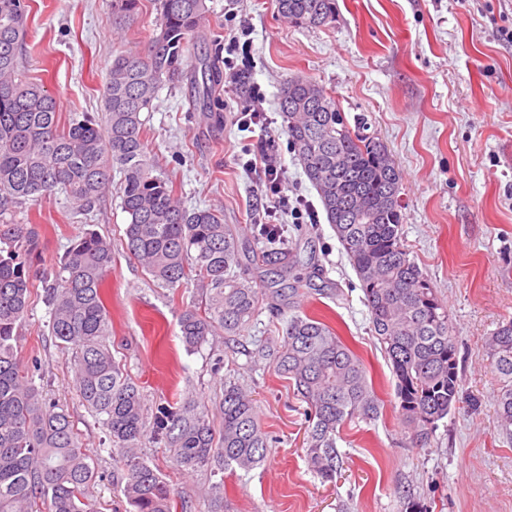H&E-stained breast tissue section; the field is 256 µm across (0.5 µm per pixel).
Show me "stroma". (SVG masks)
<instances>
[{
  "label": "stroma",
  "instance_id": "35a3bbf8",
  "mask_svg": "<svg viewBox=\"0 0 512 512\" xmlns=\"http://www.w3.org/2000/svg\"><path fill=\"white\" fill-rule=\"evenodd\" d=\"M207 4L201 50L232 58L234 67L221 69L206 111L194 104L190 75L162 82L144 115L147 152L173 178L186 208L220 210L249 250L265 244L270 199L261 172L244 164L276 159L283 198L276 220L287 226L299 264L284 274L249 265L245 275L266 288L298 286L302 311L330 324L362 358L383 406L378 418L341 430L338 474L322 481L307 460L306 405L274 360L288 309L271 310L264 298L239 334L219 330L198 351H186L179 318L196 290L161 287L127 254L116 171L93 213L79 212L55 190L25 201L12 218L37 227L43 269L83 230L111 240L107 342L141 387L148 413L191 406L217 417L225 384L235 383L252 395L269 444L249 471L219 460L182 469L171 448L150 436L142 457L169 484L177 512H407L411 502L425 512H512V434L497 418L501 381L485 348L498 325L512 320V44L499 33L512 9L503 0H336L334 22L306 29L285 20L277 0ZM30 5L27 77L56 98L61 119L104 117L112 57L148 45L159 18L153 0L120 40L112 0ZM244 26L248 45L228 53ZM292 77L322 85L350 126H364L400 170L402 242L448 307L462 365L464 401L438 421L426 447H412L404 432L395 379L375 346L360 283L283 127L277 95ZM249 108L265 112V125L240 124ZM299 198L313 216L296 215ZM50 319L44 290L34 286L17 357L44 398L69 412L95 468L90 498L101 512H128L124 469L101 416L76 392L71 355L52 336Z\"/></svg>",
  "mask_w": 512,
  "mask_h": 512
}]
</instances>
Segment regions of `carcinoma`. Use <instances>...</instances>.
Listing matches in <instances>:
<instances>
[{
	"label": "carcinoma",
	"mask_w": 512,
	"mask_h": 512,
	"mask_svg": "<svg viewBox=\"0 0 512 512\" xmlns=\"http://www.w3.org/2000/svg\"><path fill=\"white\" fill-rule=\"evenodd\" d=\"M155 2L159 32L147 52L124 50L112 57L103 89L105 121L84 113L62 129L56 99L25 75L28 0H0V512H97L87 494L95 471L69 415L31 386L15 353L39 252L36 228L6 218L19 204L58 189L89 213L104 199L117 165L123 173L126 251L161 286L196 285L200 303L179 321L187 350L206 343L218 328L240 332L259 311L260 289L234 272L242 267L235 230L220 212L183 207L173 182L154 174L147 157L142 114L152 109L163 79L179 78L189 65L201 74L200 94L207 99L219 74L215 60L190 53L209 11L206 0ZM140 9L141 0H112L113 29L123 32ZM278 9L307 28L336 18V0H278ZM304 83L293 95L292 80L281 85L282 123L356 272L373 332L396 379L410 442L422 447L436 423L462 403L448 308L401 242V177L385 147L350 130L318 83ZM265 236L270 247L252 252L248 264L294 269L297 252L281 243L280 228L266 225ZM111 265L112 244L97 231L86 229L71 239L59 263L42 273L51 332L72 354L82 402L104 416L125 468L123 493L133 512H173L169 485L138 453L147 435L143 392L105 342L109 313L102 286ZM487 346L502 380L497 414L508 430L512 320L498 326ZM275 360L310 409L308 463L330 481L339 465L338 429L377 417L381 401L358 355L331 326L306 313L288 319ZM220 413L217 436L204 413L160 407L152 432L187 469L204 468L216 457L244 470L260 464L268 436L250 396L236 385L224 387Z\"/></svg>",
	"instance_id": "carcinoma-1"
}]
</instances>
